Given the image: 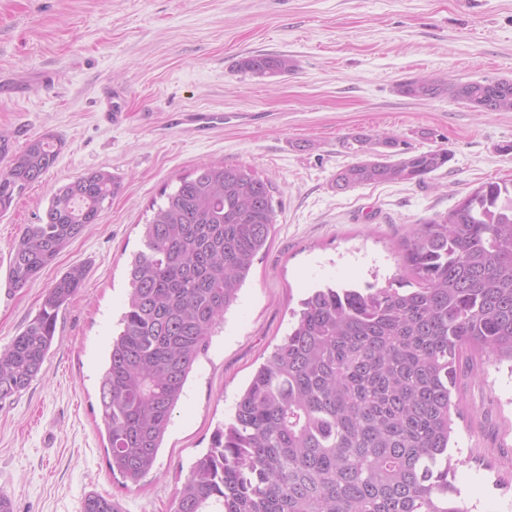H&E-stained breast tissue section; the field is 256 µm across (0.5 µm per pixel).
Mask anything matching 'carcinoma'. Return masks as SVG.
I'll return each mask as SVG.
<instances>
[{
  "label": "carcinoma",
  "mask_w": 512,
  "mask_h": 512,
  "mask_svg": "<svg viewBox=\"0 0 512 512\" xmlns=\"http://www.w3.org/2000/svg\"><path fill=\"white\" fill-rule=\"evenodd\" d=\"M257 78L292 72L286 54L241 58ZM416 98L447 96L485 113L512 112V80L458 82L420 76L398 84ZM0 136V213L55 164L51 135L10 154ZM381 145L380 151L374 145ZM357 161L333 187L423 182L446 150L396 159L393 137L356 134ZM120 183L105 169L63 185L13 248L7 282L23 288L98 220ZM277 187L254 169L210 164L182 177L144 224L128 268L131 291L99 388L112 473L136 484L154 466L194 362L236 303L276 224ZM402 260L407 289L319 288L253 375L232 422L216 427L175 512H468L448 453L457 368L464 357L512 362V179L487 182L448 213L418 224ZM75 265L38 314L0 351V404L36 378L60 310L83 288ZM81 512H118L91 493Z\"/></svg>",
  "instance_id": "1"
}]
</instances>
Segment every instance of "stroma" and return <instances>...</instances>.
<instances>
[{"label":"stroma","mask_w":512,"mask_h":512,"mask_svg":"<svg viewBox=\"0 0 512 512\" xmlns=\"http://www.w3.org/2000/svg\"><path fill=\"white\" fill-rule=\"evenodd\" d=\"M256 54L291 55L297 68L264 79L237 70ZM421 74L512 79V0H0V133L17 151L45 134L61 142L56 163L0 214V349L71 266L87 274L36 378L0 404V495L13 512H81L92 492L120 512H174L192 463L310 291L407 279L399 252L413 225L512 179V112L397 92ZM193 111L224 123L202 132L176 123ZM380 132L399 150L451 159L421 184L333 189L355 160L347 138ZM214 163L272 179L277 224L194 363L153 469L126 486L107 463L99 379L121 330L128 264L165 191ZM99 168L119 193L37 279L9 288L24 225L58 188ZM461 379L454 483L469 512H512V364L482 358L462 364Z\"/></svg>","instance_id":"obj_1"}]
</instances>
